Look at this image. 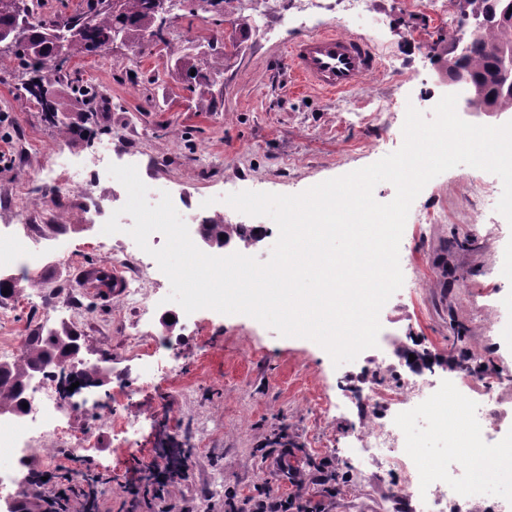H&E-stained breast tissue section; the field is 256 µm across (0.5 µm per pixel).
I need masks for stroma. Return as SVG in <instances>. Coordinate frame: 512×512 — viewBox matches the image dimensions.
Listing matches in <instances>:
<instances>
[{
    "label": "stroma",
    "instance_id": "35a3bbf8",
    "mask_svg": "<svg viewBox=\"0 0 512 512\" xmlns=\"http://www.w3.org/2000/svg\"><path fill=\"white\" fill-rule=\"evenodd\" d=\"M241 14L238 26L186 17L169 29L170 41L191 53L212 39L239 45L236 56L218 65L202 106L193 80L153 49L138 55L120 44L105 54L73 57L63 69V87L87 83L99 93L79 108L65 107L57 126L44 122L18 72L0 70V225H26L52 251L47 263L28 266L27 281L5 305L20 335L45 324L64 326L79 336L83 358L111 356L106 383L74 388L62 402L80 421L109 391L124 388L118 412L134 427L120 441L104 429L97 451L85 458L54 452L44 461L47 473L78 482L96 468L110 477L96 488L98 512H126L124 485L143 480L147 463H165L168 449L184 448L190 478L169 493L177 510L224 512L226 491L256 496L270 483L283 494L306 489L325 512H415L412 503L388 500L387 482L375 471L357 470L353 436L362 410L355 390L377 349L334 366L315 342L280 336L249 316L185 313L168 301L164 276L146 286L166 304L150 320H138L121 298L80 283L84 268L111 267L112 256L135 246L128 234L102 232L111 211L125 203V188L113 183L108 210L87 213L76 195H49L36 182L55 169L58 153L80 164L95 143L108 142L114 164L135 165L142 181L155 194H169L178 209L187 200L204 202L214 216L223 214L222 198L230 193H301L401 147L403 116L385 123L374 115L377 104L393 98L431 115L434 104L419 91L431 86L453 48L450 34L460 28L459 0H433L420 10L406 0H369L362 16L328 0L314 17L298 12L295 0H285L278 14L245 0ZM336 27L370 39L378 71L337 95L294 84L286 60L293 41ZM383 133L386 144L374 148ZM473 173L467 165L446 171L414 200L413 215L442 209L448 221L422 229L413 215L407 218L399 262H420L428 278L425 300L416 302L409 288H400L379 321L382 331L431 357L452 356L464 370L512 376V224L496 212L494 196L480 207L481 223H471L473 207L461 183ZM487 222L495 224V237L485 236ZM47 291L74 296L75 314L42 322L36 305ZM490 306L505 315L494 333L485 323ZM147 333L171 336L174 346L167 371L143 389L131 351L135 338ZM165 398L179 400L176 417L151 414ZM326 465L336 472L330 483L322 480Z\"/></svg>",
    "mask_w": 512,
    "mask_h": 512
}]
</instances>
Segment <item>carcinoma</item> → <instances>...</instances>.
<instances>
[{"instance_id":"carcinoma-1","label":"carcinoma","mask_w":512,"mask_h":512,"mask_svg":"<svg viewBox=\"0 0 512 512\" xmlns=\"http://www.w3.org/2000/svg\"><path fill=\"white\" fill-rule=\"evenodd\" d=\"M184 15L198 17L212 12L213 0H181ZM512 0H466L470 17L483 21L476 37L465 42L460 51L448 55L444 65L448 73L465 74L476 88L471 103L474 109L487 107L512 111V80L495 79L502 59L512 57V14L504 12ZM20 11L31 18L30 28L22 33L14 48L0 52V61L28 76L21 88L37 99L43 120L59 124V103L55 86L65 64L82 53H98L118 33L132 48L143 45L150 37L165 46L167 55L179 69L192 76L199 91L198 105H203L208 74L199 68L197 56L183 53L162 33L158 5L152 0H120L119 8L109 7L105 0H89L87 11L64 14L44 20L34 17L31 0H14L11 8L0 10V28L10 27L14 13ZM208 235L246 239L243 225L211 220ZM78 337L67 331L38 329L26 338L22 355L11 365L0 366V411L17 409L14 404L21 387L27 385L33 373L48 365L61 363L70 357L71 345Z\"/></svg>"}]
</instances>
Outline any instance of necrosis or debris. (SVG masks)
<instances>
[{
	"label": "necrosis or debris",
	"mask_w": 512,
	"mask_h": 512,
	"mask_svg": "<svg viewBox=\"0 0 512 512\" xmlns=\"http://www.w3.org/2000/svg\"><path fill=\"white\" fill-rule=\"evenodd\" d=\"M111 162L110 146L99 145L84 166L75 170L62 165L60 174L49 178L47 186L53 190L65 186L78 189L82 205L102 210L109 196L99 192L98 187ZM40 244L37 234H29L27 240L20 243L13 239L11 225L0 226V270L19 272L35 263L40 257ZM119 263L130 272L123 292L124 304L139 315L149 314L155 301L143 282L150 275V264L133 253L124 254ZM400 344L398 337H384L381 358L371 378L357 389L367 410L355 434L363 461L378 462L387 473H401L402 479L392 485L390 495L414 502L418 512H512L511 496L499 497L492 493L493 488L512 484V462H505L501 449H494L491 473L477 483L465 481L468 466L464 455L458 451V422L451 412L435 409L436 398L432 392L435 382L425 368L410 369L398 386L384 383L381 374L389 370ZM61 370L76 379L91 372L92 367L75 357L67 359L63 366H48L34 384L26 386L22 395L25 409L0 414V449L8 451L14 460L12 470L0 472V492L14 487L16 470L25 468L41 452L44 442L67 446L73 454L85 453L97 446L96 424L76 426L70 410L57 397L55 380ZM505 381L501 374H489L479 380L457 374L448 379L450 391L478 403V423L473 427L472 438L475 447H485L487 438L503 424L512 425V408L504 407L498 395ZM422 410L427 413L429 427L448 450L446 460L425 470L416 464L407 428L408 422Z\"/></svg>",
	"instance_id": "obj_1"
}]
</instances>
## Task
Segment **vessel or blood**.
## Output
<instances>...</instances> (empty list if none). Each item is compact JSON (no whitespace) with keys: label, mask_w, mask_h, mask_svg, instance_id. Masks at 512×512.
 <instances>
[{"label":"vessel or blood","mask_w":512,"mask_h":512,"mask_svg":"<svg viewBox=\"0 0 512 512\" xmlns=\"http://www.w3.org/2000/svg\"><path fill=\"white\" fill-rule=\"evenodd\" d=\"M287 61L301 85L328 93L350 89L379 65L368 39L332 30L299 38Z\"/></svg>","instance_id":"obj_1"}]
</instances>
